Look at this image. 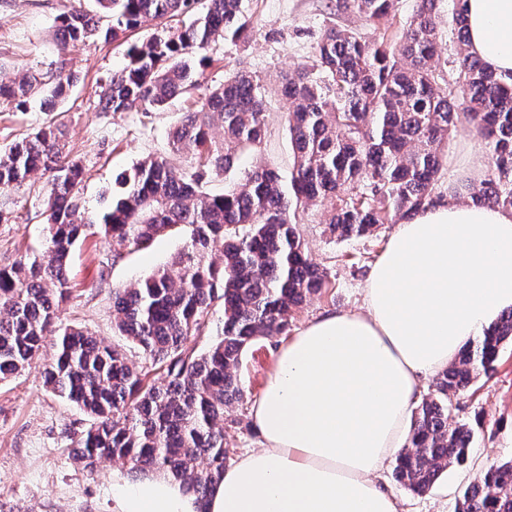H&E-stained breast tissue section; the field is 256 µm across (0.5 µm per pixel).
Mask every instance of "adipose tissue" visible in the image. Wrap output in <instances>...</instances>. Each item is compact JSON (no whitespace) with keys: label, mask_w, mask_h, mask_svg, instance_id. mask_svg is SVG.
Listing matches in <instances>:
<instances>
[{"label":"adipose tissue","mask_w":512,"mask_h":512,"mask_svg":"<svg viewBox=\"0 0 512 512\" xmlns=\"http://www.w3.org/2000/svg\"><path fill=\"white\" fill-rule=\"evenodd\" d=\"M469 53L512 75V0H464ZM361 311H330L283 346L250 418L262 442L206 506L180 480L120 487L114 512H397L379 486L423 381L512 308V209L449 198L389 237Z\"/></svg>","instance_id":"adipose-tissue-1"}]
</instances>
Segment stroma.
Masks as SVG:
<instances>
[{
    "instance_id": "35a3bbf8",
    "label": "stroma",
    "mask_w": 512,
    "mask_h": 512,
    "mask_svg": "<svg viewBox=\"0 0 512 512\" xmlns=\"http://www.w3.org/2000/svg\"><path fill=\"white\" fill-rule=\"evenodd\" d=\"M88 4L89 0H8L0 8V80L11 79L21 66L44 70L60 61L76 77L69 95L57 100L50 112L43 111L36 99L24 110L0 101V147L55 122L71 156L85 168L78 196L82 211L91 219L110 204L116 176L141 158L163 155L173 166L187 168L189 158L169 150L172 127L203 97L206 88L223 84L225 77L241 69L257 75L266 88L268 125L264 144L242 164L287 172L293 152L282 75L312 66L315 47L328 27L373 38L380 35L358 13L329 11L326 0H243L244 35L211 44L207 54L212 63L199 87L173 98L161 111L145 113L135 107L113 113L103 111L100 96L113 71L126 63L124 46L99 40L63 48L55 36L58 14ZM453 8L454 0H437L435 67L450 84L456 78L459 51L451 24ZM468 153L483 162L488 159L476 126L464 119L448 137L434 202L447 200L449 185L461 184V164ZM46 183V176L36 174L23 187L0 194L13 210L11 223L0 224V266L46 247L48 230L42 216ZM329 209V203H320L298 217L297 231L306 251L326 268L329 285L297 311L291 327L295 334L325 312L363 308L366 277L394 230L385 224L367 237L333 239L325 230ZM183 244L178 233L160 237L138 252L106 243L96 234L79 241L71 261V290L61 306L62 323L88 330L105 345L118 343L113 329V287L148 277L171 262ZM286 342V337L274 336L260 340L245 353L239 377L247 399L260 394ZM451 419L469 425L474 432L467 465L448 470L429 492L419 496L401 487L392 466H385L381 483L402 512H454L458 492L476 482L487 465L512 459V344L502 348L490 375L479 376L465 393L453 397ZM87 421L83 411L45 387L41 361L0 381V512H113L118 464L103 461L89 471L70 458L67 432Z\"/></svg>"
}]
</instances>
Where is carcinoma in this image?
<instances>
[{
    "instance_id": "obj_1",
    "label": "carcinoma",
    "mask_w": 512,
    "mask_h": 512,
    "mask_svg": "<svg viewBox=\"0 0 512 512\" xmlns=\"http://www.w3.org/2000/svg\"><path fill=\"white\" fill-rule=\"evenodd\" d=\"M93 2L91 9L56 16L61 45L115 40L149 19L162 23L147 41L128 45L127 65L112 73L102 93L107 112L163 109L200 85L193 60L204 65L209 57L202 52L213 42L246 30L241 0H205L184 26L173 21L192 12L197 0ZM393 6L394 0H336L335 9L354 10L377 27L389 22ZM452 24L465 42L462 0ZM437 35L436 0H419L393 41L328 29L315 50L328 81L305 69L282 79L293 150L286 176L255 166L220 194L202 191L267 134L262 85L247 71L208 89L170 132L171 151L189 156L190 168L147 157L117 176L118 195L95 222L106 239L139 251L174 228L187 236L169 265L112 289L115 330L142 354V366L120 346H102L61 322L72 251L95 223L81 211L75 188L84 170L67 160L59 129L43 126L0 152V193L38 172L49 174L50 186L45 250L0 266V378L29 367L53 338L45 386L89 417L71 433L76 463L93 470L107 459L131 465L136 474L171 475L206 512L213 483L236 454L224 434V410L245 404L238 377L243 354L262 338L288 334L297 309L329 284L297 233L299 208L339 201L328 230L343 240L416 214L432 202L441 144L463 118L478 128L489 159L487 178L469 197L512 208V81L486 71L463 46L454 86L441 88ZM72 84L62 62L49 75L22 67L10 83L0 82V98L24 108L36 87L59 99ZM217 123L224 129L220 139L212 133ZM215 301L224 309L220 337L198 352L187 340L209 334L208 308ZM508 342L512 309L461 350L413 411L394 465L397 481L412 493H426L449 468L468 462L473 433L449 422L448 403L493 370ZM454 512H512V459L487 466L457 496Z\"/></svg>"
}]
</instances>
